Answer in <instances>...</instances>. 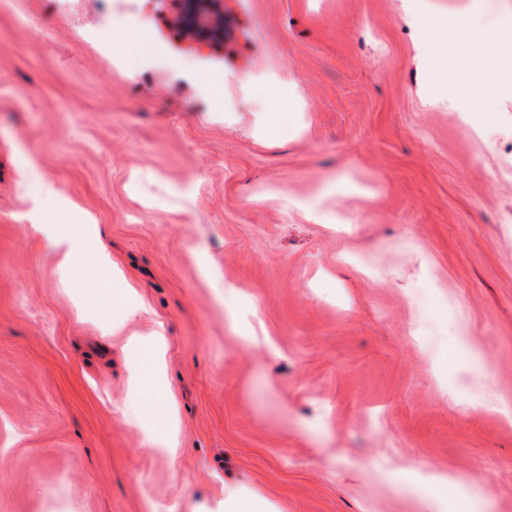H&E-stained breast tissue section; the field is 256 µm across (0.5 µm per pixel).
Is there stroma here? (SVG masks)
Instances as JSON below:
<instances>
[{"label": "stroma", "instance_id": "1", "mask_svg": "<svg viewBox=\"0 0 512 512\" xmlns=\"http://www.w3.org/2000/svg\"><path fill=\"white\" fill-rule=\"evenodd\" d=\"M431 3L455 107L402 0H224L214 54L170 0H130L137 31L110 0H0V512H224L237 487L432 512L412 468L455 474L447 512H512V90L485 101L479 70L512 0ZM29 159L111 271L61 280Z\"/></svg>", "mask_w": 512, "mask_h": 512}]
</instances>
